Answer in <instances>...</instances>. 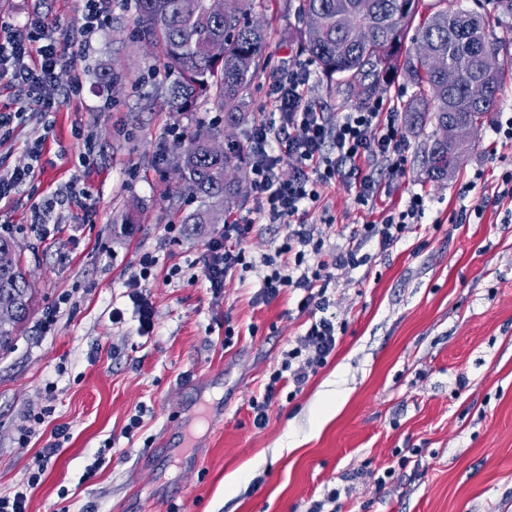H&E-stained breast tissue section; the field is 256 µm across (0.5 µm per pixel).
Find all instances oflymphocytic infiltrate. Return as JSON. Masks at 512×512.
<instances>
[{
  "label": "lymphocytic infiltrate",
  "instance_id": "f902f5d3",
  "mask_svg": "<svg viewBox=\"0 0 512 512\" xmlns=\"http://www.w3.org/2000/svg\"><path fill=\"white\" fill-rule=\"evenodd\" d=\"M70 39L69 33L38 14L19 25L0 18V84L15 91L12 111L0 113V129L22 119L34 103L42 114L52 112L55 101L49 91L63 64L61 47ZM309 80L310 72L302 66L273 76L270 98L278 116L257 120L250 133L248 156L256 212L266 223L288 225L284 241L274 252L256 257L244 247L252 225L228 224L207 240L201 255L202 273L213 296H221L226 280L235 274L252 272L261 282L257 301L271 302L290 289L300 294L298 311L312 317L280 366L270 373L262 397L252 402L254 422L259 426L265 424L279 392L287 386L301 391L336 349L342 327L328 314L331 270H354L364 264L359 241L376 242L382 251L393 247L408 226L417 223L425 207L423 195L412 194L403 210L357 225L344 245L328 243L318 224L309 223L323 188L341 181L355 186L356 204L373 206L380 193L373 162L383 163L389 175L398 177L406 170L408 151L398 116L384 101L341 113L332 121L305 100L303 89ZM283 153L298 163L288 179L278 170Z\"/></svg>",
  "mask_w": 512,
  "mask_h": 512
}]
</instances>
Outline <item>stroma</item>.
Listing matches in <instances>:
<instances>
[{
	"instance_id": "stroma-1",
	"label": "stroma",
	"mask_w": 512,
	"mask_h": 512,
	"mask_svg": "<svg viewBox=\"0 0 512 512\" xmlns=\"http://www.w3.org/2000/svg\"><path fill=\"white\" fill-rule=\"evenodd\" d=\"M456 3L493 20L498 102L452 176L426 171L429 121L406 128V171L384 178L374 208L357 206L349 184L323 190L334 217L323 233L334 243L379 212L402 210L414 193L425 213L387 251L362 243L366 265L336 271L328 294L345 325L340 343L303 391L277 397L258 428L250 401L309 316L293 292L256 302L251 272L213 297L197 259L222 227L182 223L196 204L171 194L176 151L166 131L211 126L216 112L170 110L163 53L139 39L135 0H106L90 52L73 45L65 53L60 86L79 73L83 87L59 99L52 130L31 111L0 133V170L24 165L27 141L47 137L34 179L0 201V234L18 243L33 292L28 321L0 352V495L40 468L28 512H310L334 489L336 512H512V202L492 201L500 174L512 169V142L494 132L512 112V17L499 18L491 0ZM81 8L80 0H0V14L14 22L38 12L74 32ZM252 16L267 30L266 67L250 85L244 121L222 136L243 148L254 120L273 112L270 78L303 59L292 38L298 21L279 0H253ZM112 69L123 79L108 81ZM307 97L332 115L355 106L343 81L316 71ZM87 138L94 152L84 168ZM69 182L88 190L84 206L63 209L50 236L37 235L33 203ZM463 205L483 211L455 223ZM133 209L138 221L126 223ZM232 218L252 225L245 247L256 255L288 232L260 219L250 193ZM146 253L155 276L147 334L130 284ZM52 307L57 320L41 331ZM137 413L142 426L126 437ZM58 427L68 441L37 464ZM189 429L196 445L182 459L173 450ZM404 455L409 462L398 467ZM377 471L387 474L380 486Z\"/></svg>"
}]
</instances>
